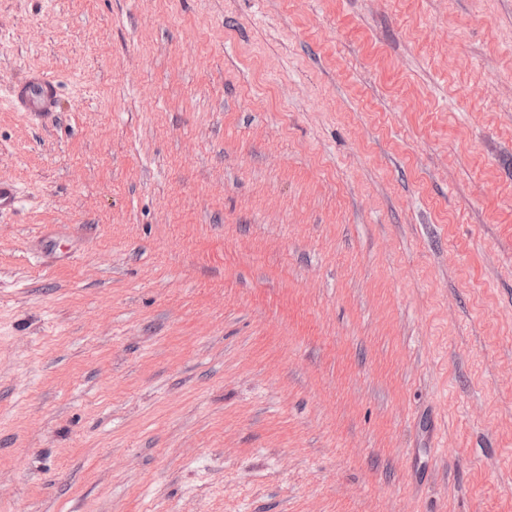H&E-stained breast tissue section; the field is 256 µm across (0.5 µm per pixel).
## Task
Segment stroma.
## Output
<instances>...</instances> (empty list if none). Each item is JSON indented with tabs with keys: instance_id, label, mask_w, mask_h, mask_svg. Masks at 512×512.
Returning <instances> with one entry per match:
<instances>
[{
	"instance_id": "1",
	"label": "stroma",
	"mask_w": 512,
	"mask_h": 512,
	"mask_svg": "<svg viewBox=\"0 0 512 512\" xmlns=\"http://www.w3.org/2000/svg\"><path fill=\"white\" fill-rule=\"evenodd\" d=\"M0 512H512V0H0ZM55 94L54 84L41 74H32L23 83L9 86L11 105L37 118L55 112Z\"/></svg>"
}]
</instances>
